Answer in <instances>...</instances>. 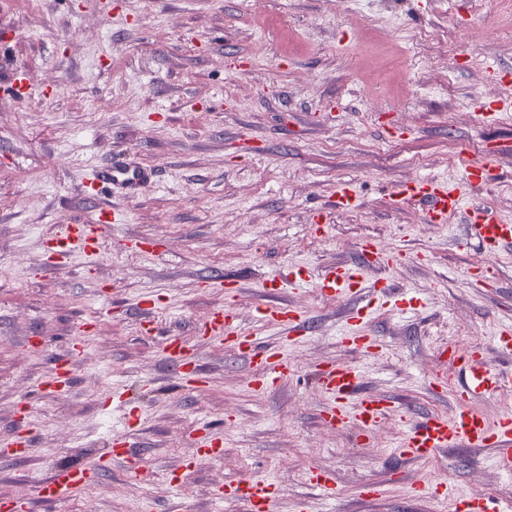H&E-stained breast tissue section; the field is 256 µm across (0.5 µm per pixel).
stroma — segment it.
Wrapping results in <instances>:
<instances>
[{"label": "stroma", "instance_id": "obj_1", "mask_svg": "<svg viewBox=\"0 0 512 512\" xmlns=\"http://www.w3.org/2000/svg\"><path fill=\"white\" fill-rule=\"evenodd\" d=\"M476 2L0 0V83L22 68L38 89L23 104L0 96V440L24 404L33 440L28 456L0 460V500L34 501L35 512H166L179 498L185 512H244L215 502L213 489L265 477L279 488L276 512H295L317 466L336 478L338 512H453L450 502L412 497L431 473L512 512V480L497 474L494 449L407 462L394 452L400 419L384 420L367 447L353 428L317 419L315 370L332 360L359 367L363 392L399 397L413 416L451 413L452 392L428 385L437 350L491 347L497 326L512 320V254L496 262V293L475 292L466 274L485 254L464 224L422 223L421 204L395 206L389 196L422 178L461 182L493 142L503 148L496 181L465 197L512 219V111L472 121L500 94L493 73L512 71V0L489 11ZM116 158L148 177L134 195L113 192L124 221L105 230L100 259L48 258L65 225L94 218L81 171ZM342 182L355 186L357 209L331 208ZM318 212L327 234L311 229ZM368 237L415 252L374 275L424 300L414 316L374 305L382 348L346 347L353 299L312 284L275 297L309 317L311 335L258 321L267 279L293 264L354 263ZM138 238L159 243V254L139 253ZM219 279L232 289L216 288ZM148 292L162 331L197 351L202 387L182 386L160 337L140 333L136 305ZM218 304L262 345L285 346L295 374L255 391L254 369L195 333ZM83 322L95 329L70 393L40 391ZM116 390L140 424H127ZM205 422L223 430L224 454L201 461L189 488L175 491L166 475ZM116 434L135 466L113 463L97 484L37 502L38 479L95 460ZM370 480L384 487L381 503L361 498Z\"/></svg>", "mask_w": 512, "mask_h": 512}]
</instances>
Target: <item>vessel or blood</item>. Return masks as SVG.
Returning <instances> with one entry per match:
<instances>
[{"label": "vessel or blood", "mask_w": 512, "mask_h": 512, "mask_svg": "<svg viewBox=\"0 0 512 512\" xmlns=\"http://www.w3.org/2000/svg\"><path fill=\"white\" fill-rule=\"evenodd\" d=\"M140 177V172L120 164L97 165L83 173L80 185L85 189H94L96 195L100 196L112 183L131 184ZM495 178L496 168L490 159L475 161L466 167L465 181L468 185L485 184ZM394 199L398 202L424 201L423 221L427 224H446L455 217H464L471 236L477 240L485 255L494 257L512 247V222L503 219L492 208L466 205L463 193L458 188L448 186L447 182L421 180L398 188ZM121 221L122 216L117 210L108 205L102 206L93 221L66 225L61 236L53 242L52 249L64 256L71 253L97 256L104 228ZM411 257L408 248L385 250L367 241L359 248L357 263L331 265L318 272L295 265L288 277L267 281V293L272 296L281 289L312 282L327 296L390 297L395 307L415 310L421 305L419 297L395 288L384 279L371 280L367 277L371 270L399 264ZM260 311L264 322L288 325L293 335L303 336L309 332L308 319L301 312L272 303L261 306ZM347 318L358 325L357 331L347 338L351 348L367 351L379 347V338L367 325L365 306L350 308ZM197 333L207 341L222 342L244 356L255 371L253 386L256 390H269L295 372L286 353L259 346L249 333L243 331L233 309L221 305L212 308L203 323L198 325ZM84 346V337H77L71 358L55 362L53 375L42 383L44 390L60 395L70 392L73 359L81 355ZM162 354L184 383L196 385L202 382L203 374L196 357L180 337H168L163 343ZM438 358L457 372L453 379L437 371L431 374L434 390H452L456 408L451 414L432 413L419 419L409 417L401 402L362 392L361 373L355 366L328 362L316 370L317 386L326 397L319 413L322 424L334 429L354 426L359 443L366 446L370 444L378 424L387 416L395 415L405 423L396 448L399 457L426 460L459 445L492 447L496 450L498 469L512 476V407L501 410L493 420L475 407L476 400L493 398L512 388V371L491 363L483 346L475 343L445 347L439 351ZM129 446V441L118 435L113 437L110 449L94 463L54 468L37 483L39 500L48 504L63 495L95 484L102 472L111 468L113 461L127 458ZM193 447V454L168 475L173 488H183L201 460L222 456L224 439L222 434L202 426L193 436ZM31 450L29 435L20 431L13 438L0 442V459H17ZM306 483L310 492L297 499V512H311V502L315 499L335 500L336 482L330 472L319 467L309 468ZM411 492L417 497L427 495L450 501L454 512H498L490 500L459 494L453 483L443 479L414 484ZM277 495L276 487L263 478L228 481L214 492L219 501L247 503L248 512H274Z\"/></svg>", "instance_id": "obj_1"}]
</instances>
